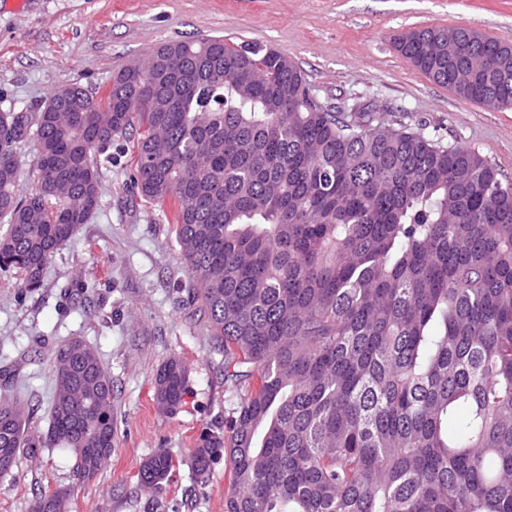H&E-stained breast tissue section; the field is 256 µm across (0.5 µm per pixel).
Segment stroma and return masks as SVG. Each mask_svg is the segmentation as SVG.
Instances as JSON below:
<instances>
[{
	"label": "stroma",
	"mask_w": 512,
	"mask_h": 512,
	"mask_svg": "<svg viewBox=\"0 0 512 512\" xmlns=\"http://www.w3.org/2000/svg\"><path fill=\"white\" fill-rule=\"evenodd\" d=\"M467 27L512 44V0H0V112L39 111L72 84L105 92L122 66L162 43L224 38L259 42L305 73L316 99L350 112L368 108L448 148L479 153L512 184V110L458 98L415 70L397 39L426 27ZM128 158L102 168L98 210L51 259L42 288L20 292L0 270V394L33 408V431L49 422L50 347L79 336L112 377L116 427L111 457L80 478L73 452L43 448L0 477V512H31L42 490L68 492L71 512H224L232 494L225 459L206 482L192 456L203 429L220 427L238 403L224 382V345L211 334L201 297L188 295L175 226L135 196ZM179 359L188 374L180 408L155 402L156 373ZM168 453L173 468L156 493L138 482L141 464Z\"/></svg>",
	"instance_id": "1"
}]
</instances>
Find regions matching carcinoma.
I'll list each match as a JSON object with an SVG mask.
<instances>
[{
	"mask_svg": "<svg viewBox=\"0 0 512 512\" xmlns=\"http://www.w3.org/2000/svg\"><path fill=\"white\" fill-rule=\"evenodd\" d=\"M416 31L397 51L469 101L512 110L508 44L458 28ZM218 56L222 68L209 61ZM167 62L190 82L168 111L133 69ZM34 143L35 185L18 194L17 148ZM130 148L140 198L169 207L192 286L224 342L240 402L201 433L195 475L229 460L225 512H512V185L478 153L450 150L373 113L335 112L281 53L222 38L178 40L121 68L100 97L55 91L36 113L0 112V269L19 288L101 200L100 156ZM51 420L0 395V461L71 449L86 479L113 448L112 377L81 339L51 351ZM187 373L171 359L156 403L175 413ZM172 462L144 461L156 492Z\"/></svg>",
	"mask_w": 512,
	"mask_h": 512,
	"instance_id": "cac0c4a2",
	"label": "carcinoma"
}]
</instances>
